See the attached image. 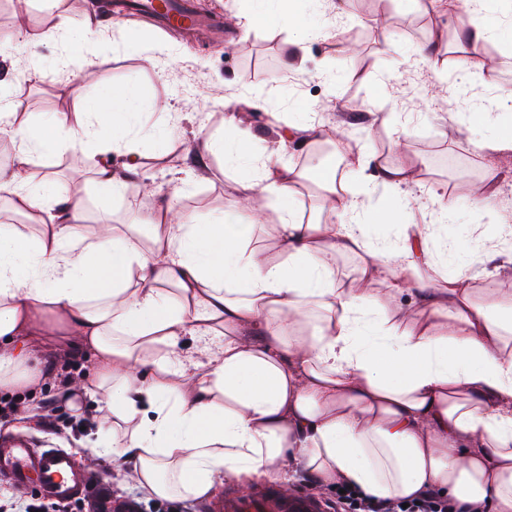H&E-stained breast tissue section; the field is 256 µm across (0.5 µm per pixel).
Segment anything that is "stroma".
Returning <instances> with one entry per match:
<instances>
[{
  "mask_svg": "<svg viewBox=\"0 0 512 512\" xmlns=\"http://www.w3.org/2000/svg\"><path fill=\"white\" fill-rule=\"evenodd\" d=\"M299 0L300 28L253 14L246 0H196L200 14L222 15L224 35L187 36L165 32L151 22L123 11V0H0V97L16 117L45 122L84 111L103 86L137 85L148 125L165 128L163 144L144 142L145 164L153 193L139 180L129 181L122 197L101 198L83 172L78 155L63 149L32 167L35 179L50 177L58 196L85 202V229L97 231L101 221L127 225L148 233L158 207L178 193L177 203L200 221H208L240 205L241 183L252 176L247 168L222 169L209 154L200 128L216 130L224 114L242 99L261 96L265 108L248 112L245 125L260 148H273L270 114L279 126L295 120L299 108L312 107L322 134L347 135L345 156L373 153L394 166L412 169L414 180L403 186L416 204L411 224H430L436 236L469 238L476 204L470 186L484 178L496 192L495 205L504 223L512 225V152L490 154L478 144L482 115L494 111L496 90H512V47L494 38L480 56L461 51L457 31L471 12L470 0ZM65 10L73 19V36L85 34L87 13L95 15V35L110 41L108 55L93 58L77 74L61 62L63 44L52 33L53 17ZM138 31L143 47L125 44V31ZM300 39L306 51L292 68L283 59L289 40ZM441 41L443 48L430 62H421L418 46ZM165 46L154 65L144 58L149 47ZM473 114L474 126L459 129L457 115ZM407 117L408 133L395 140L381 122L384 114ZM320 145H290L283 166L298 175L296 207L302 219L317 208L318 187L311 165ZM452 207L451 226L437 225L445 207ZM35 367L71 360L72 373L93 383L96 363L91 353H75L68 337L51 333L34 337ZM18 415L0 425V437L24 436L81 457L100 435L97 425L77 428L81 413L96 412L97 403L83 396L81 410L69 407L49 377L18 387ZM59 406L56 428L45 425L46 402ZM100 476H111L112 498L140 501L143 512H205L202 501L165 500L140 495L134 482L112 469L111 457L95 461Z\"/></svg>",
  "mask_w": 512,
  "mask_h": 512,
  "instance_id": "35a3bbf8",
  "label": "stroma"
}]
</instances>
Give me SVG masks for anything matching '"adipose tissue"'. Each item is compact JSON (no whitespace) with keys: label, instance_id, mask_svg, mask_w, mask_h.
Returning <instances> with one entry per match:
<instances>
[{"label":"adipose tissue","instance_id":"1","mask_svg":"<svg viewBox=\"0 0 512 512\" xmlns=\"http://www.w3.org/2000/svg\"><path fill=\"white\" fill-rule=\"evenodd\" d=\"M141 109L137 86L112 85L75 122L0 127L13 152L0 193L43 227L0 232V389L38 381L24 342L60 328L96 361L108 441L88 455H111L148 496L207 498L221 477L243 488L305 477L512 512V293L487 288L476 301L466 274L505 245L491 187L473 190L474 242L438 248L432 225L402 221L410 172L366 156L357 164L381 167L388 204L366 213L368 180L340 191L331 172L318 183L325 220L305 223L279 162L293 138L317 135L314 118L261 152L229 111L206 147L256 170L242 188L279 210L276 257L252 248L254 224H200L172 201L148 241L112 224L84 234L81 200L55 206L30 168L76 148L98 192L121 195L146 173ZM388 226L394 239L377 236ZM346 256L360 259L349 279ZM405 293L413 302L396 303ZM187 336L196 354L181 350Z\"/></svg>","mask_w":512,"mask_h":512}]
</instances>
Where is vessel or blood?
Wrapping results in <instances>:
<instances>
[{
    "mask_svg": "<svg viewBox=\"0 0 512 512\" xmlns=\"http://www.w3.org/2000/svg\"><path fill=\"white\" fill-rule=\"evenodd\" d=\"M138 12L159 18L168 28H193L200 19L189 0H139ZM0 480L34 490L51 499L68 502L89 492L92 474L74 467L70 454L51 445H34L20 438L0 439ZM317 501L302 495H287L271 488L261 493L226 496L218 512H321Z\"/></svg>",
    "mask_w": 512,
    "mask_h": 512,
    "instance_id": "b4317fda",
    "label": "vessel or blood"
}]
</instances>
